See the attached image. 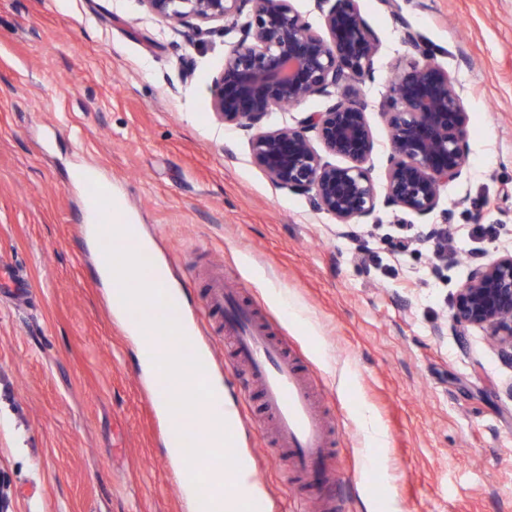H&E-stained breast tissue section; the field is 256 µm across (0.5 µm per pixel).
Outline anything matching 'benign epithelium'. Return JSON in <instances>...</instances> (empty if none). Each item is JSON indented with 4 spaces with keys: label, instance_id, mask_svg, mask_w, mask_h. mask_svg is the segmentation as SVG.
<instances>
[{
    "label": "benign epithelium",
    "instance_id": "obj_1",
    "mask_svg": "<svg viewBox=\"0 0 512 512\" xmlns=\"http://www.w3.org/2000/svg\"><path fill=\"white\" fill-rule=\"evenodd\" d=\"M139 2L199 39L215 33L212 23L229 21L237 29L210 85L211 111L247 140L253 163L277 187L310 196L342 226L373 216L380 206L424 221L439 210L443 223L431 225L430 235L440 244L448 239L453 209H439L441 191L465 173L469 117L455 77L436 61L439 49L402 25L412 55L382 104L391 153L381 194L366 167L375 148L366 106L344 93L373 78L380 44L359 0H317L322 33L290 0ZM313 95L331 98L325 111L309 112L291 126H266L273 110ZM332 157L348 164L337 165ZM450 309L452 328L487 330L512 366L511 251L489 261L474 254Z\"/></svg>",
    "mask_w": 512,
    "mask_h": 512
}]
</instances>
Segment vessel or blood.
I'll return each instance as SVG.
<instances>
[{
  "mask_svg": "<svg viewBox=\"0 0 512 512\" xmlns=\"http://www.w3.org/2000/svg\"><path fill=\"white\" fill-rule=\"evenodd\" d=\"M9 282L17 303L29 300L28 284L12 264L0 256V282ZM207 305L222 313L221 331L224 352L208 350L196 358L194 371L200 386H207L209 374L217 360L231 367L245 368L249 376L248 399L253 403L259 421L267 430L269 447L285 452L288 467L297 478L306 496L314 499L322 512H338V499L330 494L322 481L330 473L333 458L331 425L328 414L316 402L306 372L295 357L288 353L282 339L271 336L268 327L258 321L254 306L224 286L223 272L211 275L207 283ZM178 305L175 288L170 279L154 283L145 308H133L125 319L135 330L150 328L151 340L162 349L173 347L175 338L163 334L165 324ZM172 378L163 363L152 369L149 403L153 409L169 410L178 416L180 406L171 393ZM213 469L196 466L190 482L193 498L209 506L210 512H223L225 494L218 491L214 472L234 483L256 481L253 467L242 468L234 461L231 447L213 455Z\"/></svg>",
  "mask_w": 512,
  "mask_h": 512,
  "instance_id": "b4317fda",
  "label": "vessel or blood"
}]
</instances>
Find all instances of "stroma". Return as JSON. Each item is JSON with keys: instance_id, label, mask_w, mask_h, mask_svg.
<instances>
[{"instance_id": "stroma-1", "label": "stroma", "mask_w": 512, "mask_h": 512, "mask_svg": "<svg viewBox=\"0 0 512 512\" xmlns=\"http://www.w3.org/2000/svg\"><path fill=\"white\" fill-rule=\"evenodd\" d=\"M360 0L379 36L361 86L383 183L379 108L407 56L403 26L440 48L466 96L463 179L435 276L427 225L378 208L341 233L308 196L278 189L246 140L210 111V82L237 33L201 46L138 0H0V253L32 302L0 296V497L8 512H189L145 398L129 328L109 310L81 231L96 172L169 259L186 318L206 324L214 266L234 275L306 365L336 429L340 512H512V399L486 330L437 336L473 254L512 251V0ZM386 435L377 447L363 425ZM237 446L269 512H318L287 481L251 406Z\"/></svg>"}]
</instances>
